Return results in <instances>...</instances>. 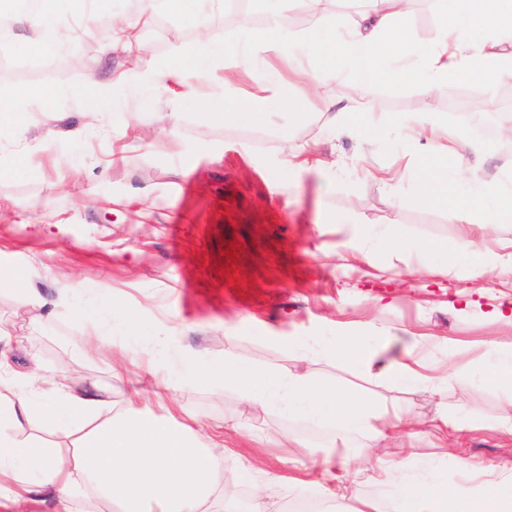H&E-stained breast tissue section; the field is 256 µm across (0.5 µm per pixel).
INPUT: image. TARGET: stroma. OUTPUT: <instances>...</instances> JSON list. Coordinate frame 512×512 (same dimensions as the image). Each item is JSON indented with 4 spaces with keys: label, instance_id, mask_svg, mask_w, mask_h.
<instances>
[{
    "label": "stroma",
    "instance_id": "obj_1",
    "mask_svg": "<svg viewBox=\"0 0 512 512\" xmlns=\"http://www.w3.org/2000/svg\"><path fill=\"white\" fill-rule=\"evenodd\" d=\"M232 5L216 0L202 27L161 5L146 8L145 0H119L112 8L106 0H82L64 18L73 33L67 49L30 51L20 45L30 30L17 21V0H0V19L8 23L0 58L9 64L0 76V99L35 90L25 110L33 134L43 139L21 160L19 142L9 129L0 130V274L14 282L0 287V351L19 364L25 348H34L45 372L95 376L118 402L132 383L148 388L173 375V359L183 352L293 369L300 362L291 343L299 338L355 331L380 337L386 357L397 358L412 334L423 333L459 345L452 356L431 351V367L444 371L452 364L469 369L487 344L512 341L505 321L512 313V222L488 231L471 225L481 247L506 257L502 267L473 277L475 256L417 252L428 240L453 242L461 226L444 210L412 202V180L392 179L410 154L404 122L424 103L459 133L473 104L488 118L511 106L512 80L451 81L432 89L379 81L372 110L386 135L371 145L353 133L336 135L315 113L274 102L242 124L202 113L199 101L224 94L219 71L192 80L181 97L160 92L154 108L172 119L144 126L129 53L120 46L106 52L99 43L114 14L145 15L130 36L156 63L169 65L205 40L239 39L242 22L263 30L268 0H250L242 12ZM91 76L112 103L108 135L87 124L86 100L75 94ZM285 136L315 152L322 166L286 168ZM387 230L403 239V249L383 247L377 235ZM360 231L372 235L364 255L343 253V244ZM223 240L240 248L232 283L219 273ZM20 289L32 298L24 308L17 304ZM108 296L156 326L161 340L152 365L117 329L92 358L74 354L85 331L83 305ZM120 355L128 369L117 377L112 363ZM306 364L387 407H408L422 420L450 413L481 422L395 438L390 450L404 446L487 467L512 465V437L493 428L499 417L512 416L510 388L477 383L449 390L443 399L420 387H394L340 358L317 355ZM175 397L186 412L220 426L225 470L254 467V481L235 477L225 484L229 500L240 493L254 497L272 474L271 512H287L307 490L331 510L329 491L346 468L378 464L375 454L357 441H340L332 428L274 410L244 413L230 389L187 383Z\"/></svg>",
    "mask_w": 512,
    "mask_h": 512
}]
</instances>
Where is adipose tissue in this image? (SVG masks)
I'll list each match as a JSON object with an SVG mask.
<instances>
[{
    "mask_svg": "<svg viewBox=\"0 0 512 512\" xmlns=\"http://www.w3.org/2000/svg\"><path fill=\"white\" fill-rule=\"evenodd\" d=\"M358 21L338 30L324 20L319 33L307 42L336 76L344 79L346 94L336 99L324 93L322 73L307 69L294 52L295 38L286 34L288 18L271 9L262 34L243 29L239 42L208 41L191 57L167 67L146 66L142 86L145 100L176 79L188 80L213 74L224 59L237 60L235 73L245 88L241 94L246 109L237 121L251 120L257 101L278 98L295 104L288 89L296 83L311 84L320 93L317 105L337 130L355 125L361 141L381 138L372 123L368 98L378 78L412 83L426 79L436 86L451 79L485 80L512 78V0H438L442 13L430 46L417 50L403 21L410 0H365ZM417 138L415 200L435 208L465 215L467 223H480L483 215L512 219V176L498 181L485 179L484 151L476 146L463 156L455 135L432 116L410 121ZM462 180L468 197L458 201L448 194L449 183ZM88 331L76 343L91 352L101 340L102 326L116 324L131 333L141 345L154 339L150 324L126 311L112 299L84 309ZM442 346L456 352L453 340L416 334L404 355L388 360L384 374L404 387L424 386L443 395L448 383L459 386L478 381L512 385V342L487 348L482 364L463 372L454 368L435 376L425 375L424 351ZM301 359L335 351L349 362L370 365L379 356L371 337L345 332L332 341L317 339L298 343ZM186 370L172 378L169 391L192 382L201 389L225 387L237 392L245 411L276 409L312 425L328 426L361 447H382L389 433L417 421L409 410L393 412L387 426L377 405L365 394L325 381L315 373L262 369L228 358L214 359L196 367L192 357L181 356ZM141 394L117 404L94 380L75 383L66 374L53 376L43 385L36 371L0 373V479L12 483L0 496V512H24L26 504L49 496L56 512H72L74 502L94 487L99 501L110 512H207V504L223 498L219 482L224 473V446L214 441L205 422L190 426L177 420L173 407L163 414L147 411ZM38 420L44 427L73 440L68 459L52 448L40 446L22 434L25 422ZM463 477L444 488L429 459H404L383 470L384 481L393 490L395 512H471L481 503L488 512H512V469L495 478L475 481L474 462L454 461Z\"/></svg>",
    "mask_w": 512,
    "mask_h": 512,
    "instance_id": "obj_1",
    "label": "adipose tissue"
}]
</instances>
